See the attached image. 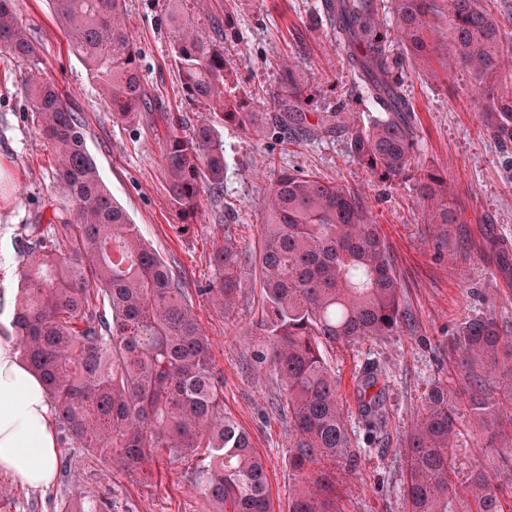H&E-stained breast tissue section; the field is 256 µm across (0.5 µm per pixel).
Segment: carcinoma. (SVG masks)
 I'll use <instances>...</instances> for the list:
<instances>
[{"label": "carcinoma", "mask_w": 512, "mask_h": 512, "mask_svg": "<svg viewBox=\"0 0 512 512\" xmlns=\"http://www.w3.org/2000/svg\"><path fill=\"white\" fill-rule=\"evenodd\" d=\"M124 0H52L72 48L101 77L120 119L138 118L147 90L138 51L123 26ZM393 23L377 0H336V33L348 62L379 115L368 125L341 112L324 121L347 134L352 157L393 183L411 167V111L400 89L405 54L429 53L430 16L438 0H391ZM175 41L181 85L188 101L208 111L192 131L167 118L168 192L181 217L195 216L206 191L224 184V141L219 126L254 125L251 103L227 89L224 50L194 36L193 22L178 23ZM448 34L456 68L470 74L483 100L482 121L493 138L512 144V41L481 0H448ZM0 51L25 63V87L37 129L57 160L67 202L51 205L45 224L25 225L27 256L21 269L11 326L20 359L43 381L62 439L95 451L110 467L134 473L145 465L185 456L196 465L185 479L213 512H269L267 471L250 437L224 414V384L212 370L209 341L193 313L185 281L141 238L127 212L105 189L87 150L83 127L53 83L37 68V51L19 23L12 0H0ZM303 83L294 66L273 105L288 122L300 111ZM432 223H451L448 188L440 179L420 186ZM245 255L231 236L216 243L213 276L198 293L224 313L245 293ZM263 292L259 341L252 359L280 382L288 418L294 483L288 512H342L324 464L346 454L347 418L336 396V376L323 347L389 336L402 327L401 286L385 240L363 197L346 184L299 171L279 173L267 197L259 247ZM449 352L471 387L470 410L481 421L512 429V409L492 400L491 385L512 378V341L496 319L469 318L449 337ZM383 372L365 367L358 378L365 422L384 417ZM458 415L435 389L406 437V512H506L501 492L475 472L459 488L452 450ZM62 512H104L82 493Z\"/></svg>", "instance_id": "carcinoma-1"}]
</instances>
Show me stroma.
<instances>
[{
    "label": "stroma",
    "instance_id": "1",
    "mask_svg": "<svg viewBox=\"0 0 512 512\" xmlns=\"http://www.w3.org/2000/svg\"><path fill=\"white\" fill-rule=\"evenodd\" d=\"M326 0H125L123 23L140 51L138 64L149 101L133 123L116 119L101 81L69 46L50 0H15L16 14L39 50L38 66L77 112L86 146L114 199L141 236L192 288L194 312L211 344L214 370L224 383V411L251 437L265 462L270 512H288V423L272 374L255 370L261 311L257 270L244 267L249 291L232 314L217 313L197 284L212 275V250L225 236L246 253L257 251L274 173L306 171L360 192L380 224L402 285L406 320L390 336L325 347L348 415L346 457L329 472L345 512H405V438L423 411L429 391L448 389L459 414L455 451L458 485L483 467L503 492L512 491V433H493L465 403V381L448 353L449 332L466 319L496 318L512 337V146L484 129L475 80L450 68L448 16L432 20L438 49L405 60L402 92L414 110L415 152L405 178L382 182L351 156L347 136L324 131L319 115L344 109L367 121L371 111L360 81L325 14ZM193 21L196 36L222 43L232 64L225 81L251 96L255 128L227 124L224 187L205 194L194 218L178 214L167 192V114L182 116V133L204 117L182 91L174 52V11ZM307 83L301 109L307 123L290 144L277 134L279 91L285 63ZM54 156L36 129L26 97L24 69L0 54V310L13 307L24 258L17 241L27 224L39 223L62 195ZM446 182L454 224H434L419 194L424 175ZM385 371L386 423L368 443L359 422L356 376L366 363ZM70 474L56 472L50 487L27 489L0 475V512H60L75 490L105 497L114 512H208V503L185 480L187 462H162L131 475L112 469L95 453L61 445Z\"/></svg>",
    "mask_w": 512,
    "mask_h": 512
}]
</instances>
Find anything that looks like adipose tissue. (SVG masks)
Segmentation results:
<instances>
[{
	"instance_id": "obj_1",
	"label": "adipose tissue",
	"mask_w": 512,
	"mask_h": 512,
	"mask_svg": "<svg viewBox=\"0 0 512 512\" xmlns=\"http://www.w3.org/2000/svg\"><path fill=\"white\" fill-rule=\"evenodd\" d=\"M58 455L42 382L14 350L0 346V474L42 489L54 479Z\"/></svg>"
}]
</instances>
